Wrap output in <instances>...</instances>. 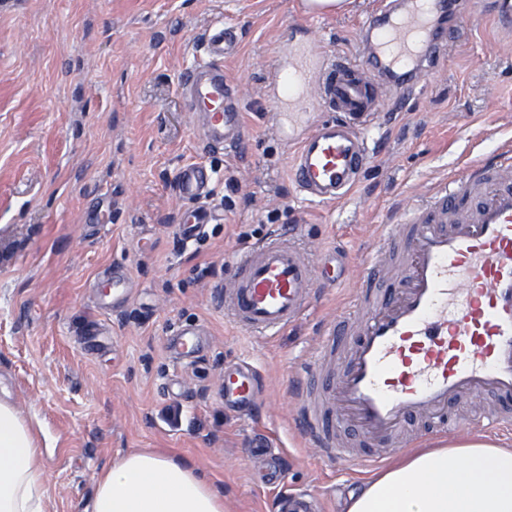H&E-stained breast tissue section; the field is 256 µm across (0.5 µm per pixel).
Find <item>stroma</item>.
<instances>
[{"label": "stroma", "instance_id": "35a3bbf8", "mask_svg": "<svg viewBox=\"0 0 512 512\" xmlns=\"http://www.w3.org/2000/svg\"><path fill=\"white\" fill-rule=\"evenodd\" d=\"M370 2L348 0L316 24L314 38L357 51ZM457 10L470 34L436 69L416 72L374 129L376 155L350 198L309 205L266 117L302 0H0V397L42 430L47 512H85L100 470L147 448L197 467L223 494L224 512H278L277 497L300 490L317 495L322 512H344L372 471L326 465L296 427L294 384L343 319L394 211L512 139V29L492 12L468 14L467 0ZM222 26L238 38L223 66L247 133L234 149L211 150L180 83L202 38ZM190 162L211 167L216 180L203 201L213 219L186 242L177 228L191 204L176 175ZM105 192L111 223H86ZM288 233L312 261L343 253L345 280L285 332L249 335L216 291L234 257ZM116 265L135 293L103 310ZM185 324L208 331L190 360L167 348ZM239 358L264 376L250 421L218 398L225 362ZM489 403L482 393L457 399L448 414L460 430L421 432L414 447L478 435L473 417Z\"/></svg>", "mask_w": 512, "mask_h": 512}]
</instances>
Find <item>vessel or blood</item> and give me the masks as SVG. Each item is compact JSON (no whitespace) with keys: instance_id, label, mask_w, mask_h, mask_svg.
Returning <instances> with one entry per match:
<instances>
[{"instance_id":"vessel-or-blood-1","label":"vessel or blood","mask_w":512,"mask_h":512,"mask_svg":"<svg viewBox=\"0 0 512 512\" xmlns=\"http://www.w3.org/2000/svg\"><path fill=\"white\" fill-rule=\"evenodd\" d=\"M448 0H401L372 7L360 29L370 38L367 59L316 48L306 36L320 12L309 9L300 34L288 45L273 81L270 116L292 154L290 178L313 204L345 199L371 162L369 132L385 111L389 93L404 95L405 78L434 67L440 55L467 33L446 24ZM205 57L189 69L181 94L202 118L200 132L213 148L238 146L245 114L219 62L236 51L230 33L203 40ZM317 85V103L306 92ZM308 132H301L305 121ZM214 182L206 165L191 163L177 174L180 195L193 207L180 219L183 239L197 235L212 214L201 208ZM338 256L313 264L295 240L250 246L234 261L228 285L217 293L227 314L255 336H273L309 309L319 286L342 278ZM112 303L131 294L124 267L112 269ZM356 311L329 330L314 366L296 387L299 426L322 448L331 465L373 467L376 454L354 457L341 438L367 442L403 438L413 417L432 419L437 431L453 428L454 400L472 393L512 397V143L472 165L435 195L386 225L366 265ZM202 331L193 325L168 340L174 355L200 351ZM262 379L255 365L226 363L219 397L226 410L249 413Z\"/></svg>"}]
</instances>
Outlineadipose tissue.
<instances>
[{
	"label": "adipose tissue",
	"instance_id": "1",
	"mask_svg": "<svg viewBox=\"0 0 512 512\" xmlns=\"http://www.w3.org/2000/svg\"><path fill=\"white\" fill-rule=\"evenodd\" d=\"M43 449L30 421L0 401V512H47ZM88 512H224L194 466L143 449L98 473ZM346 512H512V448L472 437L420 448L368 479Z\"/></svg>",
	"mask_w": 512,
	"mask_h": 512
}]
</instances>
